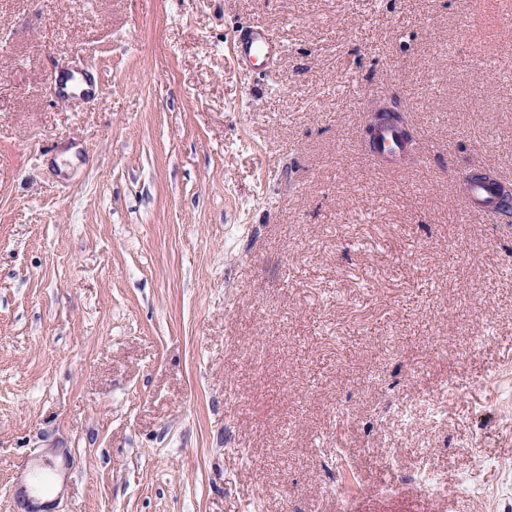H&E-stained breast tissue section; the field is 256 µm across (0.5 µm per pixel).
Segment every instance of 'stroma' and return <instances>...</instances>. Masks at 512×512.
Segmentation results:
<instances>
[{"instance_id": "stroma-1", "label": "stroma", "mask_w": 512, "mask_h": 512, "mask_svg": "<svg viewBox=\"0 0 512 512\" xmlns=\"http://www.w3.org/2000/svg\"><path fill=\"white\" fill-rule=\"evenodd\" d=\"M509 14L0 0V512L30 456L49 512H512V225L460 192L512 176ZM392 448L452 495L383 491ZM267 33L263 27H258L241 39L237 52L244 64H251L257 56H263L269 60L277 54L279 46ZM488 196V190L482 183L472 184L469 195L463 201L466 216L473 221L491 219L490 212L484 208L482 201Z\"/></svg>"}]
</instances>
